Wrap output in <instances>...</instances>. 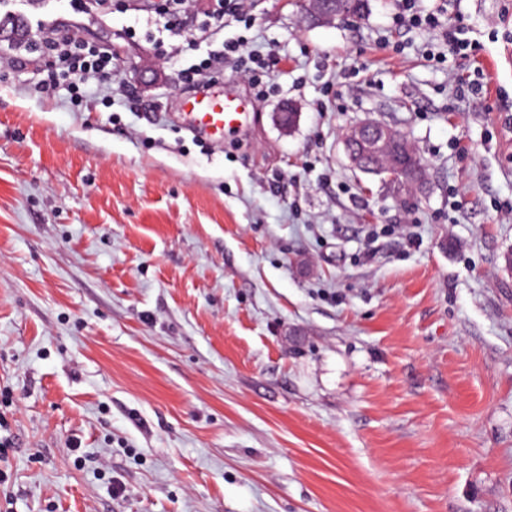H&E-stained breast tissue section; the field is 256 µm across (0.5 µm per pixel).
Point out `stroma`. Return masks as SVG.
I'll return each mask as SVG.
<instances>
[{
	"instance_id": "obj_1",
	"label": "stroma",
	"mask_w": 512,
	"mask_h": 512,
	"mask_svg": "<svg viewBox=\"0 0 512 512\" xmlns=\"http://www.w3.org/2000/svg\"><path fill=\"white\" fill-rule=\"evenodd\" d=\"M247 4L214 40L276 52L278 90L225 70L254 118L219 147L175 117L200 54L156 55L151 0L10 4L0 512H512V0H422L477 45L440 64L396 0L316 27L307 0ZM43 20L112 53L81 106L35 91ZM367 117L426 194L349 167Z\"/></svg>"
}]
</instances>
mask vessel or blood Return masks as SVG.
Instances as JSON below:
<instances>
[{"label": "vessel or blood", "mask_w": 512, "mask_h": 512, "mask_svg": "<svg viewBox=\"0 0 512 512\" xmlns=\"http://www.w3.org/2000/svg\"><path fill=\"white\" fill-rule=\"evenodd\" d=\"M180 106L181 118L190 128L215 140L241 128L250 118L240 99L221 94H197L184 98Z\"/></svg>", "instance_id": "vessel-or-blood-1"}]
</instances>
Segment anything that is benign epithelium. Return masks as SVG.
<instances>
[{
  "label": "benign epithelium",
  "mask_w": 512,
  "mask_h": 512,
  "mask_svg": "<svg viewBox=\"0 0 512 512\" xmlns=\"http://www.w3.org/2000/svg\"><path fill=\"white\" fill-rule=\"evenodd\" d=\"M341 18L337 0H309L304 22L310 26H328ZM396 128L374 118H366L343 131L342 141L350 166L364 174L383 176L398 190L425 191L427 166L415 165L417 181L408 180L403 171L414 161L396 149Z\"/></svg>",
  "instance_id": "obj_1"
}]
</instances>
